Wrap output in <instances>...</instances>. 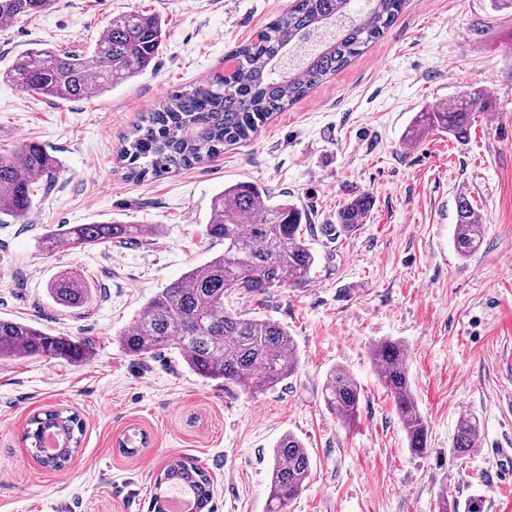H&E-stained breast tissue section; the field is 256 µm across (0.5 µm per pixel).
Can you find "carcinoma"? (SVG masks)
I'll return each instance as SVG.
<instances>
[{
	"mask_svg": "<svg viewBox=\"0 0 512 512\" xmlns=\"http://www.w3.org/2000/svg\"><path fill=\"white\" fill-rule=\"evenodd\" d=\"M56 0H0V21H18L46 11ZM354 0H298L257 39L235 51L237 65L228 77L218 76L189 91L167 96L136 125L121 158L141 180L178 172L218 156L224 146L247 140L269 118L284 111L308 90L334 75L369 42L379 38L402 9L403 0H368L365 12ZM165 31L155 16L128 12L112 19L92 48L96 66L83 56L53 48H32L16 59L5 78L45 98L98 96L144 73L162 44ZM479 88L416 114L406 140L413 143L429 131L464 142L473 109L485 100ZM59 160L43 146L21 145L0 158V216L17 224L31 210L30 185L53 175ZM371 201L365 194L346 201L336 215V231L349 235L366 223ZM468 196L458 197L455 247L462 257L476 252L482 226ZM306 212L290 200L273 201L252 182H238L217 192L210 204L205 233L224 241V253L194 267L151 297L121 336L124 350L144 356L176 350L183 363L203 380H220L245 392L275 388L297 373L298 346L288 329L270 319L247 317L224 307L234 292L266 295L274 288L300 287L316 257L305 239ZM142 224H73L51 230L43 242L53 251L114 239L135 240ZM52 298L67 308L88 298L87 286L61 275L49 287ZM94 351L80 337L54 336L16 319H0V360L45 357L79 363ZM373 360L383 387L393 397L408 448L427 451L428 427L412 394L408 350L398 341L382 340ZM328 408L346 422L355 419L360 386L349 372L334 369L323 385ZM62 431L64 446L43 454L45 431ZM83 429L79 417L63 409L34 415L24 441L39 453L42 464L63 468L77 449ZM480 421L470 415L457 424L450 454L465 459L475 451ZM311 473V456L301 439L283 434L272 450L267 512H287ZM177 485L196 494L200 507L211 495L208 474L184 458L173 459L155 480V489Z\"/></svg>",
	"mask_w": 512,
	"mask_h": 512,
	"instance_id": "1",
	"label": "carcinoma"
}]
</instances>
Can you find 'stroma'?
<instances>
[{"mask_svg":"<svg viewBox=\"0 0 512 512\" xmlns=\"http://www.w3.org/2000/svg\"><path fill=\"white\" fill-rule=\"evenodd\" d=\"M295 0H57L31 19L0 24V72L33 47L88 54L113 17H158L166 38L141 75L97 97L47 100L0 79V157L36 142L61 162L34 187L23 224H0V318L89 339L82 363L0 361V512H149L154 479L174 458L211 478L204 512H266L273 446L291 432L311 474L288 512H438L440 493L464 508L512 512V10L490 0H404L397 19L349 64L213 160L135 181L118 158L124 137L177 90L224 74L236 47ZM483 88L466 144L429 133L408 144L417 112ZM252 181L303 207L317 259L306 284L233 308L286 326L298 372L248 394L204 381L177 351L128 356L119 336L161 288L224 250L205 234L213 194ZM367 194L366 224L329 233L338 209ZM467 194L484 226L478 251L454 246L456 201ZM142 224L136 242L42 247L62 224ZM63 273L89 289L79 308L56 304ZM405 342L412 387L428 423V451L410 453L371 351ZM361 385L345 425L322 389L334 368ZM77 413L78 450L43 467L22 434L35 413ZM475 415L474 455H450L456 425ZM144 435L126 454L117 441Z\"/></svg>","mask_w":512,"mask_h":512,"instance_id":"stroma-1","label":"stroma"}]
</instances>
